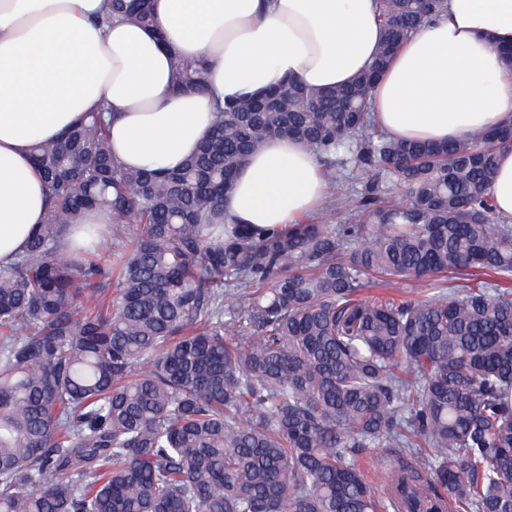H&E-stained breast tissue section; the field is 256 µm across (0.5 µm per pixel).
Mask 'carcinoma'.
Instances as JSON below:
<instances>
[{
    "instance_id": "carcinoma-1",
    "label": "carcinoma",
    "mask_w": 512,
    "mask_h": 512,
    "mask_svg": "<svg viewBox=\"0 0 512 512\" xmlns=\"http://www.w3.org/2000/svg\"><path fill=\"white\" fill-rule=\"evenodd\" d=\"M109 2L104 24L153 22L151 0ZM376 4L372 71L218 103L176 169L123 167L101 112L32 147L45 219L0 267V512H512V224L490 195L512 123L448 143L377 130V72L445 5ZM175 68L177 89L205 85L203 65ZM273 136L332 189L353 148L354 223H225ZM92 210L117 231L107 264L92 224L60 252ZM470 269L489 279L420 299ZM402 280L414 298L362 296ZM363 448L388 451L378 493Z\"/></svg>"
}]
</instances>
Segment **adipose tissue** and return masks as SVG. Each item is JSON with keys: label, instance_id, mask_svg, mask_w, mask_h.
Returning a JSON list of instances; mask_svg holds the SVG:
<instances>
[{"label": "adipose tissue", "instance_id": "adipose-tissue-1", "mask_svg": "<svg viewBox=\"0 0 512 512\" xmlns=\"http://www.w3.org/2000/svg\"><path fill=\"white\" fill-rule=\"evenodd\" d=\"M155 24L101 28L104 0H0V264L43 222L45 183L29 148L107 109L125 166L177 167L209 131L215 99L283 78L324 89L372 66L382 29L374 0H153ZM512 0H447L373 85L370 112L388 134L447 142L512 121ZM210 65V90L175 89L174 57ZM306 146L274 137L224 199L229 224L283 226L321 202Z\"/></svg>", "mask_w": 512, "mask_h": 512}]
</instances>
